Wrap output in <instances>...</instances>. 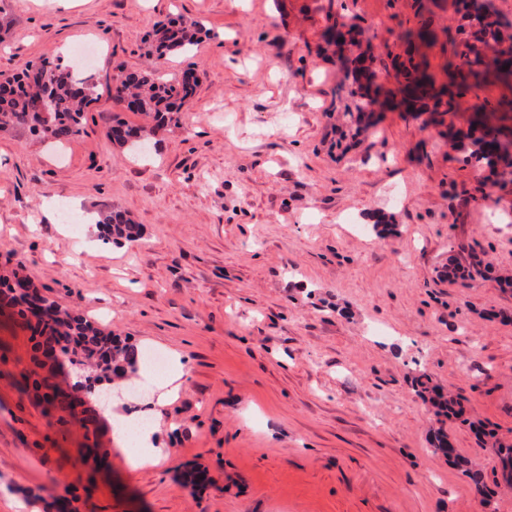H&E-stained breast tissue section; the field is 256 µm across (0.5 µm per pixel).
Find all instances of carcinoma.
I'll return each mask as SVG.
<instances>
[{
    "mask_svg": "<svg viewBox=\"0 0 512 512\" xmlns=\"http://www.w3.org/2000/svg\"><path fill=\"white\" fill-rule=\"evenodd\" d=\"M469 30L462 42L463 50L453 51L459 63L451 73V85H438L427 69L418 64L401 62L395 65L396 78L403 79L404 88L419 112L448 113L456 111V98L480 90L491 80L508 84L512 82V48L502 50L491 59L481 52V47L502 40L504 25L497 12L476 17L470 10V0H461ZM202 26L197 22L162 24L146 38L148 55L157 61L173 54H189L201 40ZM355 45L354 40L336 43L344 72L340 89L346 91L347 115L351 119L350 132L356 137L375 130L381 116L371 105L382 95L383 87L369 80L361 67L364 56H345ZM26 66L21 72L0 78V132L27 130L47 141L62 143L77 135L86 108L97 100L96 85L79 70L57 65L44 81H31ZM196 85L186 82L178 73L162 76L159 69L133 72L115 87V99L163 125L173 120V114L194 95ZM487 104L480 102L472 107L471 127L480 135L471 141L467 155L471 164L488 167H512V127L504 123L490 126L486 123ZM151 130L132 127L122 120H115L107 137L120 147L139 151L150 147ZM98 224L106 229L104 240L120 244L139 236L138 225L119 211H102ZM8 302L18 308L19 326L32 332L37 344L45 350L72 351L75 358L70 365L91 370L84 381L70 391L63 390L56 382V371L63 369L59 361L41 375L34 369L21 373L19 388L22 392H35L45 413L57 416L60 423L78 415L80 394H90L95 383L104 378L109 381L126 379L136 373L140 354L137 348L115 336L104 333L92 322L79 315L60 309L55 301L45 297L47 308L43 313H29L30 286L21 280L7 285ZM412 386L435 408V414L446 419H460L464 409L460 403L431 385L430 377L420 373L412 379ZM84 430V461L92 462L97 469L107 467V454L98 446V423L93 414L81 416ZM499 462L505 478L512 479V444L502 443L497 448ZM433 454L442 455L461 472L473 477L469 463L455 453L448 435L436 438Z\"/></svg>",
    "mask_w": 512,
    "mask_h": 512,
    "instance_id": "obj_1",
    "label": "carcinoma"
}]
</instances>
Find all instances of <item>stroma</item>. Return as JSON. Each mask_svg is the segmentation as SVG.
I'll return each mask as SVG.
<instances>
[{
	"instance_id": "35a3bbf8",
	"label": "stroma",
	"mask_w": 512,
	"mask_h": 512,
	"mask_svg": "<svg viewBox=\"0 0 512 512\" xmlns=\"http://www.w3.org/2000/svg\"><path fill=\"white\" fill-rule=\"evenodd\" d=\"M13 21L0 72L47 60L84 67L98 48V99L80 134L54 146L0 135V283L28 281L61 308L140 351L179 353L182 387L164 409L156 464L130 469L107 431L109 469L77 462L78 425L49 426L22 396L28 335L0 307V512H512L482 422L512 440V169L467 164L474 103L435 122L383 106L376 134L335 148L348 121L326 29L354 26L355 50L395 88L400 34L419 15L438 41L416 47L437 82L462 41L457 0H0ZM206 33L165 69L199 85L177 124L135 157L106 136L144 122L114 98L151 69L157 22ZM81 214L109 207L139 240L71 236L45 199ZM395 224L378 238L375 214ZM477 251L489 277L451 281ZM460 397L465 421L438 424L411 378ZM445 429L482 471L472 482L433 455ZM206 473L191 490L182 472Z\"/></svg>"
}]
</instances>
